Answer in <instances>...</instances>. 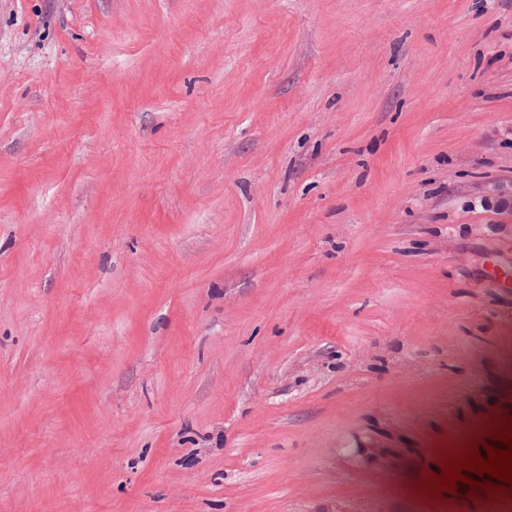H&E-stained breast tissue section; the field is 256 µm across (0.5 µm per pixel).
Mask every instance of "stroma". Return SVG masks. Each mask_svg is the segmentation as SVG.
<instances>
[{
	"label": "stroma",
	"instance_id": "stroma-1",
	"mask_svg": "<svg viewBox=\"0 0 512 512\" xmlns=\"http://www.w3.org/2000/svg\"><path fill=\"white\" fill-rule=\"evenodd\" d=\"M512 0H0V512H512Z\"/></svg>",
	"mask_w": 512,
	"mask_h": 512
}]
</instances>
